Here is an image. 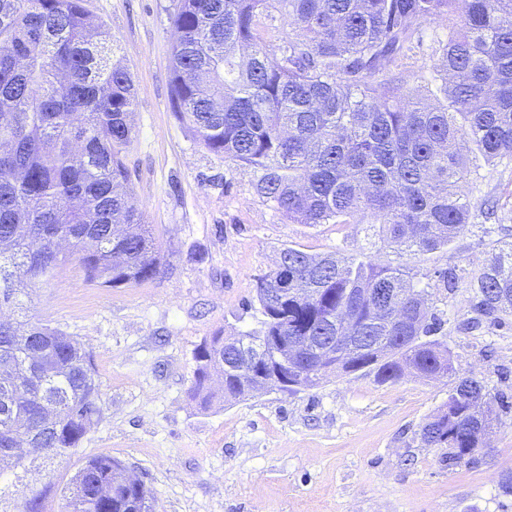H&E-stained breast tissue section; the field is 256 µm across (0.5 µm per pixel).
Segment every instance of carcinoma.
<instances>
[{
    "instance_id": "1",
    "label": "carcinoma",
    "mask_w": 512,
    "mask_h": 512,
    "mask_svg": "<svg viewBox=\"0 0 512 512\" xmlns=\"http://www.w3.org/2000/svg\"><path fill=\"white\" fill-rule=\"evenodd\" d=\"M287 22L283 32L273 25ZM442 19L430 76L415 67L422 26ZM170 97L178 122L211 153L257 174L256 190L295 224H368L408 252L448 245L476 215L498 220L499 200L460 184L482 165L512 161V0H177ZM114 40L85 0H0V503L26 458L28 436L62 456L100 420L92 356L80 341L26 313L20 297L70 261L88 282L138 284L160 269L159 246L129 185L125 156L135 84L112 62ZM288 289V298L277 295ZM466 328L512 315V243L474 277ZM390 291L385 320L376 308ZM271 346L310 336L316 349L354 337L323 366L455 377L421 442L448 467L485 446L494 421L486 386L459 375L434 339L440 321L425 289L399 267L334 253L281 250L256 281ZM427 341H420L421 337ZM238 340L219 331L195 351L192 398L203 407L244 399L262 383L211 372ZM288 381L312 387L322 369ZM144 481L108 454L65 484L59 512H142Z\"/></svg>"
}]
</instances>
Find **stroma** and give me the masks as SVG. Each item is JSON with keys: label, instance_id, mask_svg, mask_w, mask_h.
Segmentation results:
<instances>
[{"label": "stroma", "instance_id": "35a3bbf8", "mask_svg": "<svg viewBox=\"0 0 512 512\" xmlns=\"http://www.w3.org/2000/svg\"><path fill=\"white\" fill-rule=\"evenodd\" d=\"M176 0H87L133 75L135 138L126 156L135 200L161 245L152 279L104 288L76 263L26 297L29 315L80 340L94 359L103 416L79 448L35 459L10 507L44 494L58 512L66 481L108 454L140 476L155 512H512V409L472 460L447 468L421 426L452 379L329 374L318 386L270 390L202 408L191 396L194 351L217 331L260 332L257 278L288 246L405 267L442 319L437 338L460 373L512 398V317L466 329L470 283L492 248L512 241V162L483 169L472 198L500 200L496 223L468 225L448 247L406 255L362 224H292L254 189L255 174L214 155L176 120L169 52ZM453 270L454 288L440 274Z\"/></svg>", "mask_w": 512, "mask_h": 512}]
</instances>
